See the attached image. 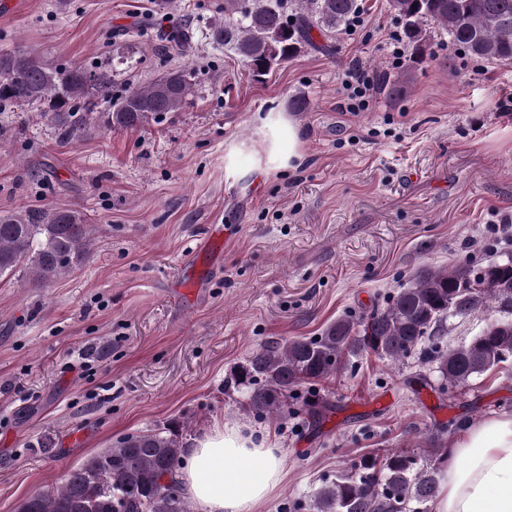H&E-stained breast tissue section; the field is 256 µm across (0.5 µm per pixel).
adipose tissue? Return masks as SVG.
Masks as SVG:
<instances>
[{
  "label": "adipose tissue",
  "instance_id": "ef3b65f1",
  "mask_svg": "<svg viewBox=\"0 0 512 512\" xmlns=\"http://www.w3.org/2000/svg\"><path fill=\"white\" fill-rule=\"evenodd\" d=\"M282 472L279 449L225 427L197 440L178 480L197 512H260ZM432 512H512V412L468 424L451 443Z\"/></svg>",
  "mask_w": 512,
  "mask_h": 512
}]
</instances>
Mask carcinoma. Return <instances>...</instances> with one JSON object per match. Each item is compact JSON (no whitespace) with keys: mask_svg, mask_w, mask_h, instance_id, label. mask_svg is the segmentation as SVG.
<instances>
[{"mask_svg":"<svg viewBox=\"0 0 512 512\" xmlns=\"http://www.w3.org/2000/svg\"><path fill=\"white\" fill-rule=\"evenodd\" d=\"M413 50L427 45L436 29L471 57L512 63V0H389ZM362 10V0H224V19L213 22L209 42L262 78L308 49L330 40ZM195 45L190 27L171 28L160 52L188 56ZM199 83L188 64L115 97L109 72L95 67H58L20 49L0 50V110L34 107L55 130L59 143L73 144L94 126L134 128L184 107ZM107 103L95 111L97 100ZM96 227L69 209H20L0 214V278L22 274L38 284L68 275L90 254ZM512 285V251L490 260L426 270L370 316L350 315L318 336L262 347L234 367L224 392L242 394L241 408L277 419L300 387L332 378L368 351L400 367L409 359L438 374L435 392L465 386L470 379L512 361V310L502 311L501 289L486 288L478 273ZM467 315L497 319L462 345H445L456 306ZM308 414L324 419L333 405L309 393ZM185 446L171 422L123 436L105 451L69 471L63 482L26 499L19 512H193L176 479ZM447 452L421 456L392 449L367 454L336 472L315 492L312 512H431L438 474Z\"/></svg>","mask_w":512,"mask_h":512,"instance_id":"cac0c4a2","label":"carcinoma"}]
</instances>
